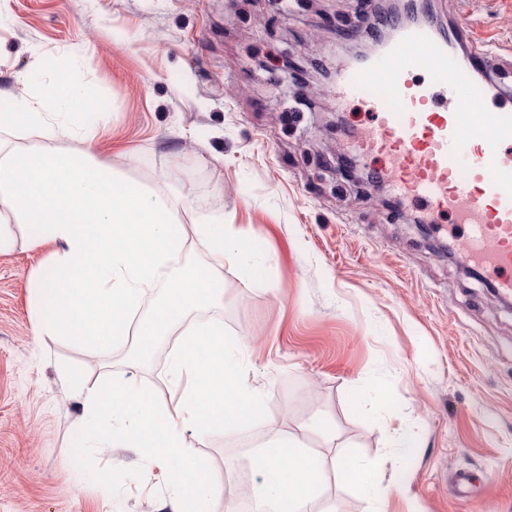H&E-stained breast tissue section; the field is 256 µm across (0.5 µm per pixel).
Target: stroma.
Instances as JSON below:
<instances>
[{
    "label": "stroma",
    "mask_w": 512,
    "mask_h": 512,
    "mask_svg": "<svg viewBox=\"0 0 512 512\" xmlns=\"http://www.w3.org/2000/svg\"><path fill=\"white\" fill-rule=\"evenodd\" d=\"M356 0H0V111L66 79L93 86L98 130L58 111L32 137L0 132V150L84 153L128 180L188 198L185 224L223 218L262 249L267 278L245 286L224 268L221 318L245 352L247 383L266 415L234 432L183 431L215 479L216 512L233 478L251 486L245 437L282 432L318 455L350 447L384 480L399 476L383 512H512V306L489 276L448 258L447 217L433 232L415 207L345 179L341 156L361 170L371 156L345 138L368 131L362 105L337 108L332 73L348 52L336 35ZM439 25L464 24L466 48L497 38L512 80V0H431ZM0 254V512H158L170 488L131 448H97L102 467L143 466L120 493L81 476L72 437L87 418L66 386V365L90 383L133 378L165 393L171 351L163 337L149 363L134 339L100 351L37 336L31 282L54 265L27 225L11 223ZM329 422L334 442L314 431ZM418 452L399 459L396 436ZM468 473V497L452 475ZM357 487L327 473L312 512H371Z\"/></svg>",
    "instance_id": "1"
}]
</instances>
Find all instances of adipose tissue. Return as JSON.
Returning <instances> with one entry per match:
<instances>
[{
	"label": "adipose tissue",
	"mask_w": 512,
	"mask_h": 512,
	"mask_svg": "<svg viewBox=\"0 0 512 512\" xmlns=\"http://www.w3.org/2000/svg\"><path fill=\"white\" fill-rule=\"evenodd\" d=\"M61 102V96L52 89L36 98L19 100L10 111L0 113V130L21 128L34 135L42 134L51 112ZM250 461L262 476L255 494L272 512H307L329 469L351 480L376 504L398 487L397 480L382 482L370 467L358 465L352 452L343 451L329 459L319 457L310 454L302 440L292 434L260 445Z\"/></svg>",
	"instance_id": "1"
}]
</instances>
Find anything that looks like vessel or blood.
Returning <instances> with one entry per match:
<instances>
[{"mask_svg":"<svg viewBox=\"0 0 512 512\" xmlns=\"http://www.w3.org/2000/svg\"><path fill=\"white\" fill-rule=\"evenodd\" d=\"M459 29L400 27L374 58L342 72L337 99L374 124L367 145L388 190L466 229L458 258L484 266L512 292V87L491 50L458 54Z\"/></svg>","mask_w":512,"mask_h":512,"instance_id":"b4317fda","label":"vessel or blood"}]
</instances>
